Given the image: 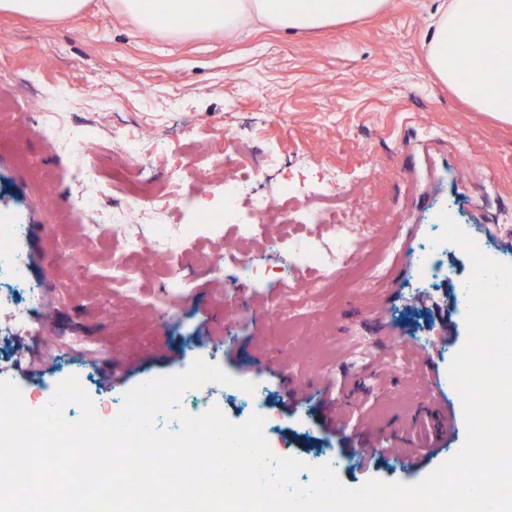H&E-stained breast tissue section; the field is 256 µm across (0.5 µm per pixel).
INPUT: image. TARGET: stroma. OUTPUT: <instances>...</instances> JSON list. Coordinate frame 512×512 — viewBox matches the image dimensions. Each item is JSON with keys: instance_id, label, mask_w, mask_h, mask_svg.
Segmentation results:
<instances>
[{"instance_id": "1", "label": "stroma", "mask_w": 512, "mask_h": 512, "mask_svg": "<svg viewBox=\"0 0 512 512\" xmlns=\"http://www.w3.org/2000/svg\"><path fill=\"white\" fill-rule=\"evenodd\" d=\"M435 6L389 0L372 16L312 33L267 26L231 37L154 33L111 0H89L58 20L0 11V68L17 80L6 88L11 109L0 112V130L20 119L28 127L0 147V224L23 225L16 247L47 302L26 332L10 329L9 310L0 308V380L43 402L74 376L95 408L118 409L127 391L201 358L260 387L264 402L207 383L182 392L183 410L215 407L235 423L261 414L276 456L330 465L346 487L416 482L454 456L466 428L448 367L468 340L461 287L472 263L457 245L435 275H422L416 260L442 232L445 212L485 255L512 264V125L462 103L431 73L424 40ZM35 95L71 113L68 151L39 134ZM115 112L141 117L154 157L168 161L160 170L154 158L142 164L178 193L163 223L135 227L162 251L160 267L141 273L135 301L118 269L140 263L119 255L116 241L80 264L65 260L83 231L73 207L80 167L96 170V198L114 191L112 130L102 119ZM222 135L276 158L273 180L308 193L323 191L328 174L340 195L366 178L373 204L392 217L363 242L364 251L384 254L379 276L342 275L314 288L306 271L284 288L288 255L270 243L256 250L269 273L257 288L229 292L230 266L218 278L203 273L195 259L218 242L193 219L191 170L217 163L207 143ZM173 264L184 271L172 294ZM273 305L287 316L275 331L266 319ZM73 336L84 344L69 345ZM359 343L369 356H354ZM432 398L454 423L433 453L405 459L401 440Z\"/></svg>"}]
</instances>
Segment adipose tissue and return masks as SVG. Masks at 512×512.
Masks as SVG:
<instances>
[{
  "label": "adipose tissue",
  "mask_w": 512,
  "mask_h": 512,
  "mask_svg": "<svg viewBox=\"0 0 512 512\" xmlns=\"http://www.w3.org/2000/svg\"><path fill=\"white\" fill-rule=\"evenodd\" d=\"M88 0H0V11L35 20L81 12ZM121 12L142 28L186 34L200 30V15L216 17V30L233 33L244 23L292 31H315L377 13L388 0H117ZM425 42L432 73L478 111L512 124V0H442ZM506 82L495 96L485 86L492 74Z\"/></svg>",
  "instance_id": "ef3b65f1"
}]
</instances>
